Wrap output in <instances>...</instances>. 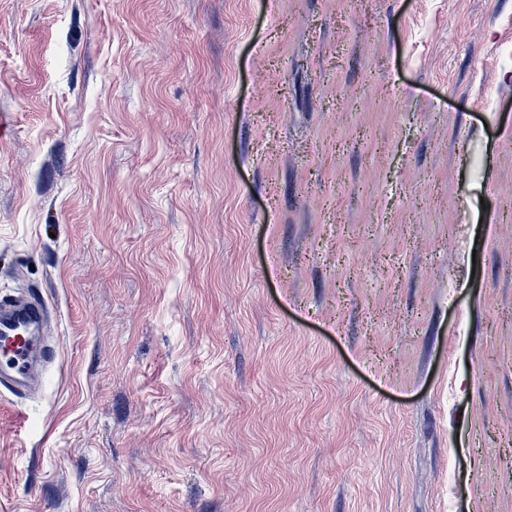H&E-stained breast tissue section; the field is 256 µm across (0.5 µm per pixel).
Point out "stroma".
<instances>
[{
  "instance_id": "35a3bbf8",
  "label": "stroma",
  "mask_w": 512,
  "mask_h": 512,
  "mask_svg": "<svg viewBox=\"0 0 512 512\" xmlns=\"http://www.w3.org/2000/svg\"><path fill=\"white\" fill-rule=\"evenodd\" d=\"M0 512H512V0H0ZM51 309L26 294L0 298V385L12 392L34 385L38 374L55 355L42 340Z\"/></svg>"
}]
</instances>
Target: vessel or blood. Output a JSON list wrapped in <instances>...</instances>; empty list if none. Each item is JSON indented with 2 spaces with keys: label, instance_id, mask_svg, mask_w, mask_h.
Returning <instances> with one entry per match:
<instances>
[{
  "label": "vessel or blood",
  "instance_id": "b4317fda",
  "mask_svg": "<svg viewBox=\"0 0 512 512\" xmlns=\"http://www.w3.org/2000/svg\"><path fill=\"white\" fill-rule=\"evenodd\" d=\"M51 310L26 294L0 297V385L18 392L34 385L55 351L42 340Z\"/></svg>",
  "mask_w": 512,
  "mask_h": 512
}]
</instances>
